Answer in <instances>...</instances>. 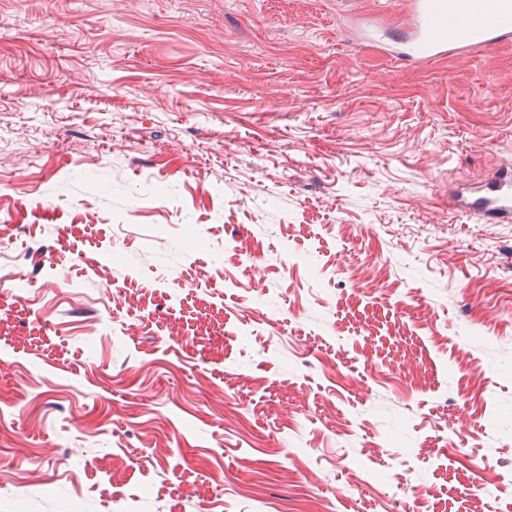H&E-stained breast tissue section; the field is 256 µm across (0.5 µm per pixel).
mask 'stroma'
Here are the masks:
<instances>
[{
    "label": "stroma",
    "instance_id": "obj_1",
    "mask_svg": "<svg viewBox=\"0 0 512 512\" xmlns=\"http://www.w3.org/2000/svg\"><path fill=\"white\" fill-rule=\"evenodd\" d=\"M407 0H0V512H512V45ZM412 23L397 46L377 43L399 61L426 64L451 53L487 51L512 42L511 0L408 1ZM476 201L478 208L490 217L512 214V175L488 185Z\"/></svg>",
    "mask_w": 512,
    "mask_h": 512
}]
</instances>
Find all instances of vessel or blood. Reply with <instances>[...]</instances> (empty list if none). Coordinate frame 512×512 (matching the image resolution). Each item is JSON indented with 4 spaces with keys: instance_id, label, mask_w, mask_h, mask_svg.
I'll return each instance as SVG.
<instances>
[{
    "instance_id": "vessel-or-blood-1",
    "label": "vessel or blood",
    "mask_w": 512,
    "mask_h": 512,
    "mask_svg": "<svg viewBox=\"0 0 512 512\" xmlns=\"http://www.w3.org/2000/svg\"><path fill=\"white\" fill-rule=\"evenodd\" d=\"M409 7L410 30L385 48L397 60L422 65L512 43V0H409ZM477 206L491 217L512 214V175L488 185Z\"/></svg>"
}]
</instances>
